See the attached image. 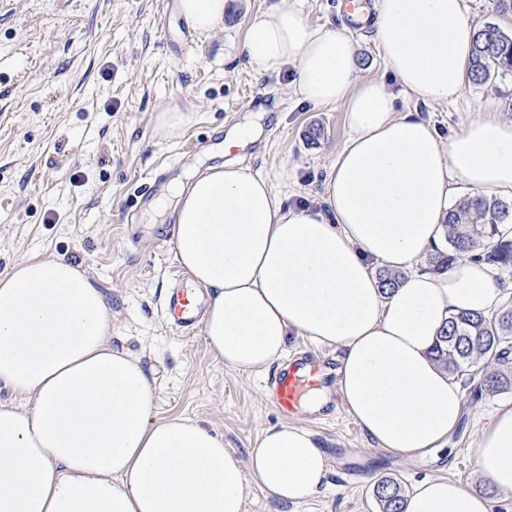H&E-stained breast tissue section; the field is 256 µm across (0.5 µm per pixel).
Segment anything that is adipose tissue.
<instances>
[{
	"mask_svg": "<svg viewBox=\"0 0 512 512\" xmlns=\"http://www.w3.org/2000/svg\"><path fill=\"white\" fill-rule=\"evenodd\" d=\"M197 32L222 31L227 0H179ZM363 16L392 78L362 76L352 39L311 24L298 0H276L239 47L256 76L294 65L300 97L343 106L350 136L314 209L289 207L249 166L227 160L173 183L155 206L208 302L202 334L225 369L281 360L290 336L340 354L345 405L375 449L414 459L447 443L460 387L431 349L459 312L495 311L506 288L484 261L417 265L445 236L459 187L512 196V122L477 115L441 138L399 93L459 98L474 27L465 0H373ZM403 279L382 289L377 269ZM0 512H244L251 487L293 505L317 494L328 456L316 435L282 422L246 456L189 415L152 420L139 357L112 346L107 299L61 257L25 258L0 274ZM476 471L512 493V405L472 448ZM404 512H489L487 499L435 477Z\"/></svg>",
	"mask_w": 512,
	"mask_h": 512,
	"instance_id": "ef3b65f1",
	"label": "adipose tissue"
}]
</instances>
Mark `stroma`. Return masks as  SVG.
I'll return each instance as SVG.
<instances>
[{
  "instance_id": "stroma-1",
  "label": "stroma",
  "mask_w": 512,
  "mask_h": 512,
  "mask_svg": "<svg viewBox=\"0 0 512 512\" xmlns=\"http://www.w3.org/2000/svg\"><path fill=\"white\" fill-rule=\"evenodd\" d=\"M166 0H0V273L21 259L58 256L86 273L107 297L112 343L138 356L153 387V418H200L246 455L251 442L283 420L331 448L324 489L301 505L251 488L246 512H380L373 487L391 477L405 491L448 477L486 495L490 512H512V494L487 491L470 449L481 423L512 404V392L475 396L460 377L464 410L445 449L402 459L371 449L349 413L297 410L283 417L271 401L270 371L240 374L216 363L201 332L181 333L162 314L176 267L162 223L142 208L123 213L154 169L176 179L220 163L211 147L252 113L260 132L232 157L267 177L287 205L320 203L327 168L350 130L342 107H315L298 95L291 66L256 77L238 55L251 16L274 0H230L224 29L205 37ZM313 25L343 30L367 77L390 71L369 28L344 0H300ZM194 105V123L175 140L158 135L153 116ZM401 111L448 136L491 109L512 121V76L466 85L448 104L400 97ZM362 467L347 475L337 451Z\"/></svg>"
}]
</instances>
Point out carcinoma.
I'll list each match as a JSON object with an SVG mask.
<instances>
[{"label":"carcinoma","mask_w":512,"mask_h":512,"mask_svg":"<svg viewBox=\"0 0 512 512\" xmlns=\"http://www.w3.org/2000/svg\"><path fill=\"white\" fill-rule=\"evenodd\" d=\"M512 74V33L486 22L475 29L468 78L476 85ZM512 203L495 196L468 195L450 210L446 221L448 248L435 249L429 263L433 270L448 268L458 256L475 255L486 241H496L487 259L512 268ZM512 306L485 316L461 313L443 327L432 349L434 359L451 374L480 376L479 391L489 394L512 390ZM382 512H402L405 491L395 479H382L374 487Z\"/></svg>","instance_id":"obj_1"}]
</instances>
